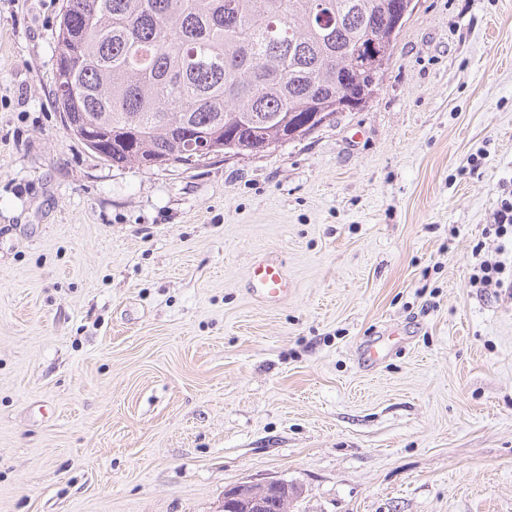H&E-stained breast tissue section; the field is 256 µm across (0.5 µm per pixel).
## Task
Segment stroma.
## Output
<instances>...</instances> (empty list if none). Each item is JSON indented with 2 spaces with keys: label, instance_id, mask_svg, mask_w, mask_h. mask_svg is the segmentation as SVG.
<instances>
[{
  "label": "stroma",
  "instance_id": "1",
  "mask_svg": "<svg viewBox=\"0 0 512 512\" xmlns=\"http://www.w3.org/2000/svg\"><path fill=\"white\" fill-rule=\"evenodd\" d=\"M62 6L0 0V512H512V299L470 285L512 259V0H418L363 109L151 170L67 129ZM493 230L496 236L512 235V191L509 197H502L496 212L494 213ZM248 286L252 295L266 305L281 303L290 291L288 274L282 263L273 257L253 264Z\"/></svg>",
  "mask_w": 512,
  "mask_h": 512
}]
</instances>
